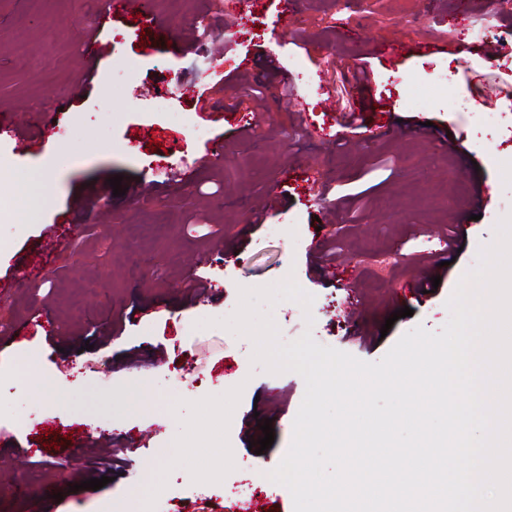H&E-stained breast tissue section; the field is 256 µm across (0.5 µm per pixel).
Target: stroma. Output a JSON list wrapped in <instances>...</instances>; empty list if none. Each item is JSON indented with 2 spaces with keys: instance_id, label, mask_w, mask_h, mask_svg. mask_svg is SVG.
I'll list each match as a JSON object with an SVG mask.
<instances>
[{
  "instance_id": "stroma-1",
  "label": "stroma",
  "mask_w": 512,
  "mask_h": 512,
  "mask_svg": "<svg viewBox=\"0 0 512 512\" xmlns=\"http://www.w3.org/2000/svg\"><path fill=\"white\" fill-rule=\"evenodd\" d=\"M153 2L166 35L116 16L85 85L84 36L101 0H0V114L23 120L0 133V196L13 175L36 182L27 222L0 218V512H238L255 498L264 512H293L264 467L291 444L305 382L266 372L249 337L219 327L240 288L294 278L315 300L307 312L272 308L281 340L308 331L376 362L415 326L441 330L447 300L512 212V59L480 51L512 37V0L493 11L472 0L468 24L458 0H258L249 27L224 0ZM200 17L220 40L206 55ZM436 17L448 46L431 50ZM395 36L423 47L379 54ZM125 59L137 67L122 77ZM362 67L372 83L358 96L349 80ZM44 112L48 136L29 121ZM247 113L259 125L245 137ZM436 132L461 141L441 150ZM219 137L214 162L206 150ZM460 221L443 281L413 295ZM319 245L348 282L323 270ZM197 275L211 289L203 304L187 286ZM405 307L411 316L394 319ZM64 359L73 370H59ZM267 420L275 440L257 455ZM99 439L116 451L111 468L87 462ZM105 475L103 488L81 489Z\"/></svg>"
}]
</instances>
